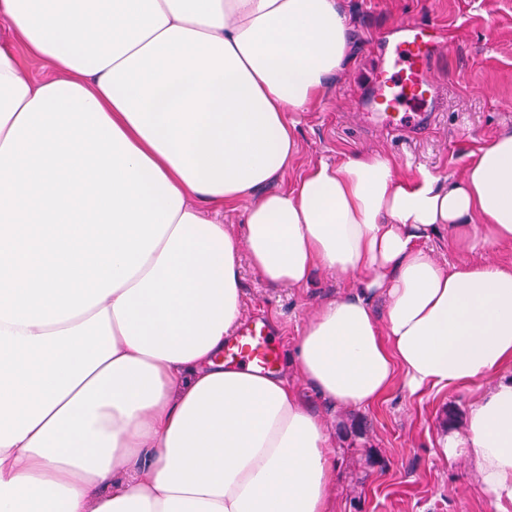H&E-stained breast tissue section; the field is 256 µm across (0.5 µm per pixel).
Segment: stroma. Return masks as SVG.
Listing matches in <instances>:
<instances>
[{
  "mask_svg": "<svg viewBox=\"0 0 512 512\" xmlns=\"http://www.w3.org/2000/svg\"><path fill=\"white\" fill-rule=\"evenodd\" d=\"M343 5L351 20L347 66L330 77L307 111L291 114L298 154L268 191L294 186L309 167L352 152L388 158L404 176L429 170L445 185L459 179L502 130L512 129V0H343ZM407 20L428 24L441 36L433 73L437 118L410 139L366 129L355 108L373 92L385 42ZM241 275L244 320L266 323L280 352L276 374L323 414L334 433L333 512H494L473 465L448 463L439 455L448 410L465 416L471 393L446 390L413 398L398 387L366 409L329 407L300 381L290 355L306 319L321 302L342 293L347 279L318 269L304 287L276 288L263 283L246 259Z\"/></svg>",
  "mask_w": 512,
  "mask_h": 512,
  "instance_id": "stroma-1",
  "label": "stroma"
}]
</instances>
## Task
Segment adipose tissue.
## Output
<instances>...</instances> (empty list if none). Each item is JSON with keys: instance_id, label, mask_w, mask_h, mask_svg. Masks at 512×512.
Masks as SVG:
<instances>
[{"instance_id": "adipose-tissue-1", "label": "adipose tissue", "mask_w": 512, "mask_h": 512, "mask_svg": "<svg viewBox=\"0 0 512 512\" xmlns=\"http://www.w3.org/2000/svg\"><path fill=\"white\" fill-rule=\"evenodd\" d=\"M0 512H330V431L224 362L241 258L269 286L350 277L294 344L339 410L468 389V460L512 504V131L460 181L357 153L266 192L289 122L345 69L342 0H0ZM244 206L241 233L224 224ZM448 228L479 263H439ZM385 301L386 316L375 304Z\"/></svg>"}]
</instances>
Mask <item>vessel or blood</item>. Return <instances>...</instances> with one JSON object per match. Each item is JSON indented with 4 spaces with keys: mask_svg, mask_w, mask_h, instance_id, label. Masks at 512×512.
Instances as JSON below:
<instances>
[{
    "mask_svg": "<svg viewBox=\"0 0 512 512\" xmlns=\"http://www.w3.org/2000/svg\"><path fill=\"white\" fill-rule=\"evenodd\" d=\"M437 43L422 23L400 25L398 35L384 49L375 76L377 94L359 102L365 120L401 135L421 132L436 118V87L431 78ZM225 361L270 371L279 351L258 323L243 325L224 347Z\"/></svg>",
    "mask_w": 512,
    "mask_h": 512,
    "instance_id": "obj_1",
    "label": "vessel or blood"
}]
</instances>
